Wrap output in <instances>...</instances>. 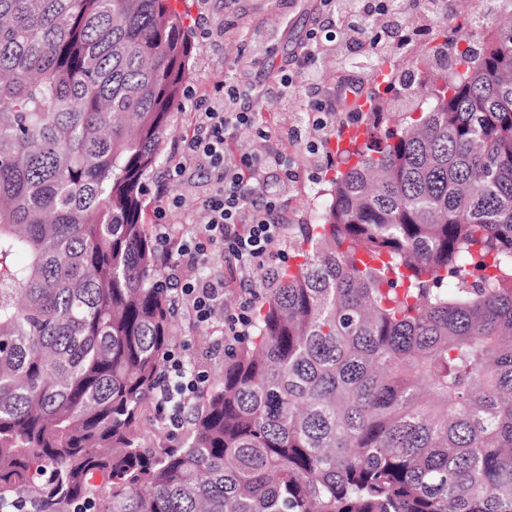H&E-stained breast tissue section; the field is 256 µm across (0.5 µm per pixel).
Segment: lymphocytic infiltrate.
Segmentation results:
<instances>
[{
    "label": "lymphocytic infiltrate",
    "instance_id": "lymphocytic-infiltrate-1",
    "mask_svg": "<svg viewBox=\"0 0 512 512\" xmlns=\"http://www.w3.org/2000/svg\"><path fill=\"white\" fill-rule=\"evenodd\" d=\"M332 24L347 28L348 39L338 60L346 62L355 52L371 47L372 58L386 56L400 61L394 36L412 33L414 38L430 35L433 26L445 15L444 0H324ZM324 49L317 30H310L305 49L295 55L289 67L277 75L273 88L260 83H245L235 74L225 75L211 93L195 97L200 114L191 133L183 137L179 157L169 169L172 183H180L187 167L207 172L214 182L197 200L195 227L191 233L175 231L164 218L168 210L183 207L181 194H166L156 214L155 231L165 252L198 258L211 249H219L231 259L241 276L262 269L272 247L279 241L283 226L276 216L277 199L292 180L289 158L271 147L272 138L304 145L318 153L328 133L336 125V102L311 101L292 107L291 97L297 85L315 89L321 83L318 60ZM275 96L288 114L287 121L269 131L261 123L260 113L252 111L250 101ZM244 127L254 128L265 142L263 151L235 154L230 142ZM176 294L186 300L198 322L210 320L224 303V279L199 277L180 265H172L168 274Z\"/></svg>",
    "mask_w": 512,
    "mask_h": 512
}]
</instances>
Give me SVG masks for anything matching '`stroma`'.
<instances>
[{"label": "stroma", "mask_w": 512, "mask_h": 512, "mask_svg": "<svg viewBox=\"0 0 512 512\" xmlns=\"http://www.w3.org/2000/svg\"><path fill=\"white\" fill-rule=\"evenodd\" d=\"M192 22V37L199 51L194 59L187 88L202 94L222 80L229 71L257 82L272 81L281 67L298 51L310 29L321 32L325 49L319 59L324 82L319 90L322 98H331L344 76L336 64V49L331 31L325 24L327 13L320 0H186ZM261 26L274 40L273 53L262 62L251 60L242 44L243 35L254 26ZM209 30V38H202V30ZM199 121V114L188 100H180L171 117L170 131L164 144L166 164L160 165L150 181V189L143 201L146 223L156 221V211L161 202V191H177L187 202L186 208L169 213L168 222L177 231L192 228L191 203L201 196L206 183L198 174H190L180 185H172L167 176V164L178 157L177 145ZM280 149L293 165L294 184L281 203L283 224L305 223L313 210L325 206L331 171L321 169L313 155L304 146L280 142ZM177 348L187 357L204 363L209 378H217L224 370V332L216 327L198 326L194 323L190 306H183L176 323Z\"/></svg>", "instance_id": "obj_1"}]
</instances>
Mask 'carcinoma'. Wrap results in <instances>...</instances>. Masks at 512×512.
<instances>
[{
  "label": "carcinoma",
  "instance_id": "cac0c4a2",
  "mask_svg": "<svg viewBox=\"0 0 512 512\" xmlns=\"http://www.w3.org/2000/svg\"><path fill=\"white\" fill-rule=\"evenodd\" d=\"M337 149L180 445L143 216L196 44L173 0H0V512H512V26L453 15Z\"/></svg>",
  "mask_w": 512,
  "mask_h": 512
}]
</instances>
